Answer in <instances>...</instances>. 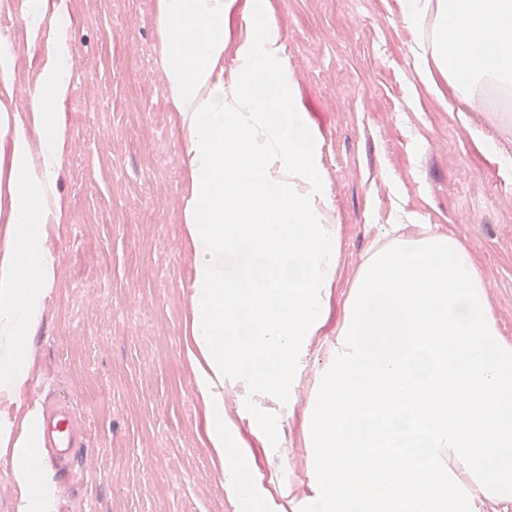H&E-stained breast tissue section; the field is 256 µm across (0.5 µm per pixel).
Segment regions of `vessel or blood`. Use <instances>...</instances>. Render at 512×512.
I'll return each mask as SVG.
<instances>
[{
	"mask_svg": "<svg viewBox=\"0 0 512 512\" xmlns=\"http://www.w3.org/2000/svg\"><path fill=\"white\" fill-rule=\"evenodd\" d=\"M39 451L32 460L33 470L51 469L57 475L72 478L81 448L87 445V435L71 402L52 403L42 395L30 416Z\"/></svg>",
	"mask_w": 512,
	"mask_h": 512,
	"instance_id": "1",
	"label": "vessel or blood"
}]
</instances>
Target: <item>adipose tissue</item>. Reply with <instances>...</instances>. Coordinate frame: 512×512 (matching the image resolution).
I'll use <instances>...</instances> for the list:
<instances>
[{
  "instance_id": "adipose-tissue-1",
  "label": "adipose tissue",
  "mask_w": 512,
  "mask_h": 512,
  "mask_svg": "<svg viewBox=\"0 0 512 512\" xmlns=\"http://www.w3.org/2000/svg\"><path fill=\"white\" fill-rule=\"evenodd\" d=\"M403 21L432 20L430 44L412 48L417 79L450 92L459 111L469 90L512 87V0H397ZM167 105L185 153L183 221L195 253L192 336L206 362L197 379L209 444L224 455V487L263 512L248 445L221 389L245 396L252 434L282 439L279 407L294 402L309 350L336 286L339 230L324 184L318 135L295 93L284 39L268 0H157ZM39 50L38 87L17 110L18 56L0 37V397L28 382L22 339L36 325L56 255L47 227L64 208L56 174L69 151L66 102L74 44L60 0H25L20 15ZM232 68H225V57Z\"/></svg>"
}]
</instances>
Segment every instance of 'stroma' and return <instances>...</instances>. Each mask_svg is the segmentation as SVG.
<instances>
[{
    "label": "stroma",
    "mask_w": 512,
    "mask_h": 512,
    "mask_svg": "<svg viewBox=\"0 0 512 512\" xmlns=\"http://www.w3.org/2000/svg\"><path fill=\"white\" fill-rule=\"evenodd\" d=\"M75 45L70 149L57 185L64 221L39 322L26 342L29 382L0 413L27 427L33 388L52 382L91 438L65 512H240L224 488V457L206 436L195 378L194 255L184 236V157L159 61L156 0H66ZM283 31L307 120L322 142L324 181L341 260L329 315L310 351L312 380L343 316L349 288L382 224L414 215L464 241L502 336L512 341V96L478 90L471 112L418 87L411 48L431 23L405 25L396 0H269ZM19 53L15 102L37 75L16 11L0 36ZM282 448L251 439V470L267 512H294L315 486L299 415ZM16 451L0 447V512L26 490Z\"/></svg>",
    "instance_id": "1"
}]
</instances>
